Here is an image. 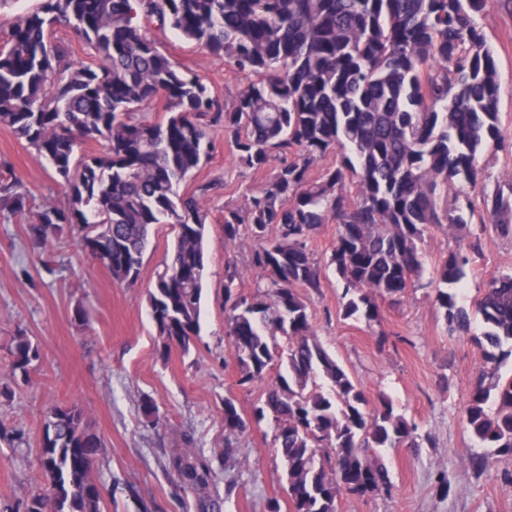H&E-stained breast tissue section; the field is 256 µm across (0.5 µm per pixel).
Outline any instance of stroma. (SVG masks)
<instances>
[{
    "label": "stroma",
    "instance_id": "35a3bbf8",
    "mask_svg": "<svg viewBox=\"0 0 512 512\" xmlns=\"http://www.w3.org/2000/svg\"><path fill=\"white\" fill-rule=\"evenodd\" d=\"M478 22L500 74V146L482 158L484 174L470 195L476 213L485 199L512 200V7L489 5ZM159 48L181 68L204 78L222 100H232L242 80L222 58L172 32L158 33ZM209 159L180 186L191 193L204 184L208 264L201 332L190 354H162L146 300L157 271L169 255L174 232L154 227L139 280L113 281L109 271L82 255L70 235L50 251L33 247L28 221L0 213V505L25 512L31 495L43 488L37 461L43 422L58 404L75 403L105 444L99 470L106 486L102 512H201L199 498L183 488L170 466L176 452L193 449L209 464L207 490L223 512H267L268 503L287 505L286 479L273 443L270 420L254 421L262 385H239L230 356L224 309L227 265L241 273L248 294L257 279L249 266L250 237L224 242V206L240 201L270 176L239 165L221 127L210 131ZM0 160L31 192L32 205L64 203L63 189L47 161L37 159L23 140L0 126ZM336 227L321 225L310 247L325 267L323 287L309 311L321 344L360 383L370 403L392 399L395 410L418 426L419 445L386 451L390 496L344 494L338 512H512V456L494 457L491 472L476 474L472 458L482 455L463 418L470 386L484 366L477 341L482 331L476 302L491 279L512 270V237L472 223L461 238L429 228L422 245L425 271L403 295L379 300L376 322L343 319L341 288L328 264ZM479 242L471 271L457 301L472 314L468 332L450 330L435 301L433 270L449 250ZM89 313L88 325L73 321L76 307ZM24 332L41 348V359L24 382L8 368L9 345ZM10 398H3V391ZM153 400L159 424L143 416L142 399ZM233 400L247 420L245 431L225 437L224 402Z\"/></svg>",
    "mask_w": 512,
    "mask_h": 512
}]
</instances>
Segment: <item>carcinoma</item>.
Listing matches in <instances>:
<instances>
[{
	"mask_svg": "<svg viewBox=\"0 0 512 512\" xmlns=\"http://www.w3.org/2000/svg\"><path fill=\"white\" fill-rule=\"evenodd\" d=\"M489 0H42L10 24L0 45V126L49 161L67 194L59 206L30 207V192L0 170V212L28 217L33 244L64 234L117 283L139 278L155 224L174 246L147 293L165 351L190 353L200 329L207 267V215L180 184L206 161L219 125L239 163L273 175L237 205L224 206V241L256 242L254 291L238 293L227 266L226 336L241 386L266 384L259 418L270 417L289 512H337L345 493L391 494L386 448L419 446L417 426L379 396L371 407L349 373L316 339L308 296L322 271L308 246L336 225L330 265L346 299L343 316L378 320L376 297H396L423 275L420 245L431 226L462 235L474 215L467 195L481 158L502 139L499 74L476 22ZM224 58L246 78L221 103L199 76L176 66L140 20ZM71 28L92 62L55 39ZM165 113L164 120L154 113ZM102 140V155L78 156ZM335 167L311 176L327 154ZM488 223L512 236V204H485ZM472 263L457 248L435 267V301L451 327L470 316L456 292ZM484 360L512 346V272L495 276L477 304ZM41 348L13 337L9 367L26 381ZM464 420L474 439L512 455V376L484 370L472 383ZM246 427L224 401V432ZM104 444L76 404L47 415L38 463L45 488L25 512H101L98 461ZM183 486L204 491L209 465L191 449L174 457Z\"/></svg>",
	"mask_w": 512,
	"mask_h": 512,
	"instance_id": "1",
	"label": "carcinoma"
}]
</instances>
